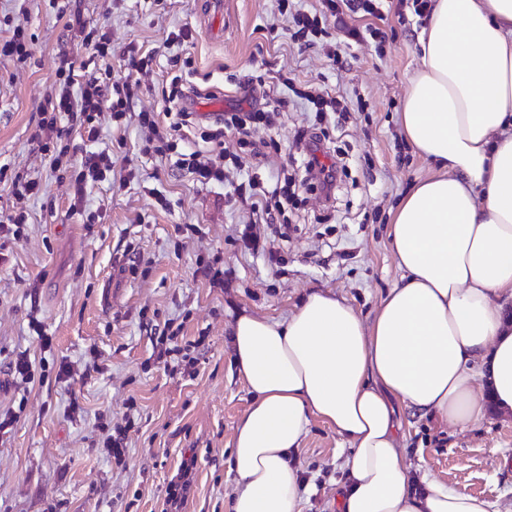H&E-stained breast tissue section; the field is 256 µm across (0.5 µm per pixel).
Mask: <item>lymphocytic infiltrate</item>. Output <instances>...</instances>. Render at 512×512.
Instances as JSON below:
<instances>
[{
    "label": "lymphocytic infiltrate",
    "instance_id": "1",
    "mask_svg": "<svg viewBox=\"0 0 512 512\" xmlns=\"http://www.w3.org/2000/svg\"><path fill=\"white\" fill-rule=\"evenodd\" d=\"M277 10L290 22L291 38L300 48L309 49L320 45L329 28L345 32L348 40L359 41L370 37L385 38L380 27L387 20L395 6H409L413 15L425 18L430 0H319L318 7L303 8L299 0H276ZM367 17L368 25L357 28L352 19ZM70 25L78 27L83 41L91 52L96 65L85 75L83 83H75L72 74L63 70L50 99L46 102L41 122L45 137L42 147L53 171L69 170L74 176V194L70 207L78 211L83 207V186L87 181H103L110 178L114 162L110 153L93 150L92 144L101 134L100 116L109 113L113 123H121L130 105L140 90V73L146 72L153 61L152 54L129 53L127 75L118 76L112 72V46L107 33L98 28L87 27L78 15H71ZM321 46V45H320ZM292 79L283 83L266 81L264 74L248 73L237 79L240 98L234 106L225 110L222 116L209 120L201 138L208 143L205 151L182 150L185 141L183 130L198 126L193 113L182 108L184 91L181 76L172 77L167 100L178 107L169 123H161L156 113L142 111L138 123L150 132L142 150L157 157L175 158L179 169L187 171L196 184L203 187L235 183L239 176H246L248 191L238 192L237 200L249 214V220L240 231L238 242L241 250L250 254L267 251V240L262 237L259 225L274 226L288 204L295 202L291 192L292 178L271 183L265 177V170L272 163L271 155L264 144L250 140L253 128L275 125L280 114L288 105L287 98L281 97L279 86H292ZM236 131L240 146L239 154L224 155L225 131ZM79 133L83 141L89 142L90 150L81 158H69L64 138ZM328 131H314L310 127L298 128L293 136L299 152L300 165L306 177L301 186L305 192L322 202H329L336 181L338 163H323L321 153L327 152Z\"/></svg>",
    "mask_w": 512,
    "mask_h": 512
}]
</instances>
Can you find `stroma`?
I'll return each instance as SVG.
<instances>
[{
  "mask_svg": "<svg viewBox=\"0 0 512 512\" xmlns=\"http://www.w3.org/2000/svg\"><path fill=\"white\" fill-rule=\"evenodd\" d=\"M68 10L86 24L106 26L113 67L122 65L128 46L155 51L141 77L137 112H168L162 87L173 55L190 60L187 81L202 103L234 104L230 75L249 73L261 58L296 80L368 102L332 135L348 175L331 207L287 213L284 238L267 228L281 263L241 251L236 238L243 218L227 205L225 186H199L189 173L143 154L147 131L134 121L123 131L116 165L148 176V184H88L80 216L70 209L69 180L57 179L44 160L40 121L61 58L82 65L90 51L50 0H0V37L19 27L31 46L27 64L0 58V166L43 183L42 193L23 205L25 237L1 249L8 261L0 265V407L18 398L4 368L16 352L28 351L39 379L11 439L0 444V512H161L188 450L197 465L185 512H230L228 459L249 405L228 345L233 319L245 311L285 319L313 290L345 297L369 319L400 279L389 245L390 211L431 170L401 142L398 123L420 28L388 17L394 37L351 43L352 65L339 74L319 51L291 43L275 0H224L220 16L208 14L204 0H167L156 13L145 0H69ZM181 26L192 39L165 46L167 34ZM311 116L300 104L280 127L258 129V136L276 140V165L295 156L292 131ZM158 191L169 209L157 204ZM131 247L145 259L132 272L126 268ZM209 262L224 269L223 285L204 276ZM170 319L181 324L178 341L189 344L193 365L159 360L149 326ZM36 320L51 337L50 348L33 330ZM62 360L73 369L70 380L45 375V367ZM394 409L413 467L487 499L494 512H512L511 412L489 407L488 421L459 433L411 416L402 404ZM120 427L126 446L116 456L103 440ZM346 455L333 428L311 422L297 456L311 480L302 512H336Z\"/></svg>",
  "mask_w": 512,
  "mask_h": 512,
  "instance_id": "stroma-1",
  "label": "stroma"
}]
</instances>
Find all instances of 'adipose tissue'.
<instances>
[{
    "label": "adipose tissue",
    "instance_id": "1",
    "mask_svg": "<svg viewBox=\"0 0 512 512\" xmlns=\"http://www.w3.org/2000/svg\"><path fill=\"white\" fill-rule=\"evenodd\" d=\"M418 44L400 125L435 169L392 212L401 278L369 321L316 290L284 320L232 323L250 395L232 512H301L293 457L315 419L350 449L338 512H492L412 468L391 403L461 432L512 410V0H432Z\"/></svg>",
    "mask_w": 512,
    "mask_h": 512
}]
</instances>
